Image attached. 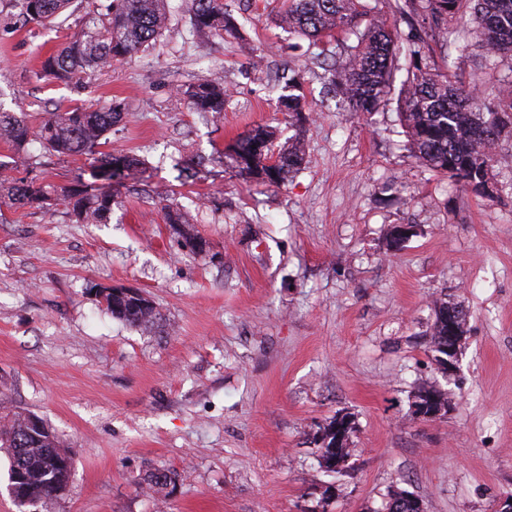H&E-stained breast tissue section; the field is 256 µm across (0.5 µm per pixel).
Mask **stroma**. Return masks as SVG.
Masks as SVG:
<instances>
[{
	"label": "stroma",
	"mask_w": 512,
	"mask_h": 512,
	"mask_svg": "<svg viewBox=\"0 0 512 512\" xmlns=\"http://www.w3.org/2000/svg\"><path fill=\"white\" fill-rule=\"evenodd\" d=\"M189 2L168 0L147 52L65 84L38 70L79 32L85 0L24 27L0 0V111L35 126L120 101L108 148L142 161L104 224L74 223L60 198L48 214L0 202V402L42 418L72 459L69 489L39 512H383L396 490L426 512H496L512 497V141L493 197L460 193L410 156L397 98L355 114L329 90L348 35L289 32L285 0H225L234 31L197 35ZM296 71L311 108L299 125L277 109ZM214 77L223 112L194 111L181 88ZM259 125L272 150L304 141L285 185L231 163ZM25 153L0 141V181L91 179L92 157ZM110 287L149 297L154 325L112 318ZM440 300L468 314L449 376L429 346ZM429 388L448 411L415 418ZM341 412L352 456L333 474L314 438ZM158 469L180 475L163 495L143 487Z\"/></svg>",
	"instance_id": "1"
}]
</instances>
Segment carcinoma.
Listing matches in <instances>:
<instances>
[{"label": "carcinoma", "mask_w": 512, "mask_h": 512, "mask_svg": "<svg viewBox=\"0 0 512 512\" xmlns=\"http://www.w3.org/2000/svg\"><path fill=\"white\" fill-rule=\"evenodd\" d=\"M18 2L22 23L44 24L61 16L72 0ZM165 4L166 0H108L93 5L73 40L41 61V72L69 83L78 75L91 76L133 58L159 35ZM408 4L418 27L405 36L378 13H367L362 0H291L282 23L311 40L335 31L356 37V45L331 64V82L351 112L383 109L397 72L405 71L399 116L412 155L429 170L448 177L460 192L489 196L495 189L499 147L512 138V0H408ZM191 11L198 33L219 35L234 29L224 0H192ZM428 28L435 31L445 53L444 72L421 52L422 32ZM474 48L479 69L498 75V92L487 91L479 74L467 84L456 79L453 55L463 57ZM402 51L408 57L404 66L399 64ZM299 87L296 77L288 83V93L278 99L279 111L292 114L298 123L306 111L302 96L295 93ZM180 94L196 112L224 111V86L218 79L182 88ZM124 112L116 100L94 109L75 106L48 113L33 130L23 117L1 111L0 139L19 150L32 135L58 155H91L95 168L109 170L119 160L129 170L139 164L136 157L98 151L102 139L123 121ZM258 144L266 152L257 151ZM269 151L270 132L257 126L239 137L233 158L240 171L273 185L285 183L304 160L298 136L278 152L272 166L267 164ZM0 192L17 208L44 209L51 200L46 187L32 179L0 182ZM63 201L79 224L105 222L112 210V192L103 185L69 188ZM103 303L114 318L143 328L154 324L155 308L149 300L107 294ZM457 309L446 301L435 303L432 351L448 335L445 315ZM30 417L25 412L0 411V448L22 477L18 496L43 506L65 493L71 470L60 464V456L67 452L53 429L33 436ZM179 477L175 471L157 470L144 479L145 488L162 494Z\"/></svg>", "instance_id": "carcinoma-1"}]
</instances>
